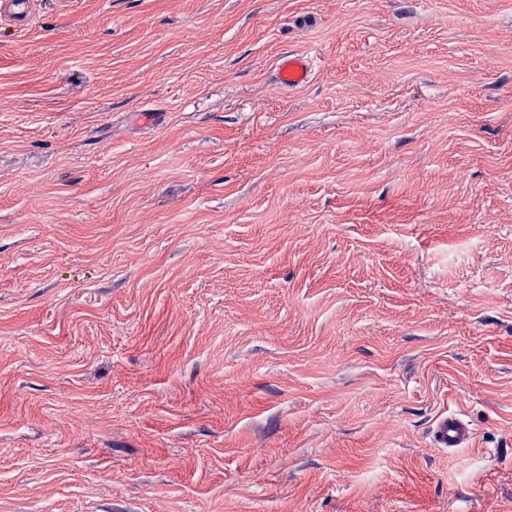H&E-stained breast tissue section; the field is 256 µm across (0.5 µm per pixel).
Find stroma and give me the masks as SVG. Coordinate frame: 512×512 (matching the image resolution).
I'll use <instances>...</instances> for the list:
<instances>
[{
  "label": "stroma",
  "mask_w": 512,
  "mask_h": 512,
  "mask_svg": "<svg viewBox=\"0 0 512 512\" xmlns=\"http://www.w3.org/2000/svg\"><path fill=\"white\" fill-rule=\"evenodd\" d=\"M0 512H512V0L0 25ZM313 75V62L308 53L288 51L275 67V80L284 89L296 90L306 86ZM432 432L435 448H464L473 440V432L469 425L456 415L440 417Z\"/></svg>",
  "instance_id": "obj_1"
}]
</instances>
